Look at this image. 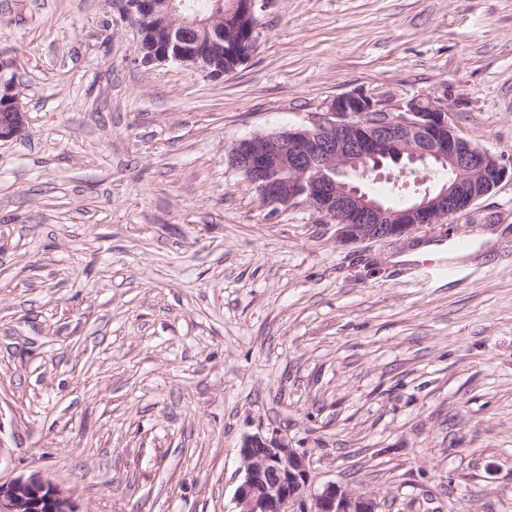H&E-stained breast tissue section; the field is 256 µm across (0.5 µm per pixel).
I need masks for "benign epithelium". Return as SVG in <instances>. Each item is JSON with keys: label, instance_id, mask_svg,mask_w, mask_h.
<instances>
[{"label": "benign epithelium", "instance_id": "7a95c632", "mask_svg": "<svg viewBox=\"0 0 512 512\" xmlns=\"http://www.w3.org/2000/svg\"><path fill=\"white\" fill-rule=\"evenodd\" d=\"M259 2L235 0L226 16L203 21L184 12L178 0H124V8L141 37L146 20L161 17L166 25L163 47L145 56L144 63L172 60L219 77L224 67H214L212 59L224 53V42L240 29L256 31ZM12 69L0 57V142L19 136L26 124ZM389 158L403 174L408 166L431 159L444 166L448 178L443 187L395 210L353 182L382 169ZM229 161L264 204L305 205L336 225V238L344 243L399 240L443 224L512 178V166L502 157L458 134L445 100L431 97L423 108L412 99L384 109L359 91L333 99L309 125L240 139ZM284 168L286 180L280 177ZM239 456L243 476L235 492V512H377L369 494L334 482L313 488L308 457L284 437H248ZM0 512L79 510L65 488L33 471L0 480Z\"/></svg>", "mask_w": 512, "mask_h": 512}]
</instances>
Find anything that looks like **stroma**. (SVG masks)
<instances>
[{"label":"stroma","mask_w":512,"mask_h":512,"mask_svg":"<svg viewBox=\"0 0 512 512\" xmlns=\"http://www.w3.org/2000/svg\"><path fill=\"white\" fill-rule=\"evenodd\" d=\"M0 57V478L233 512L244 438L281 435L378 512H512V181L345 245L227 162L352 91L512 159V0H270L221 79L144 64L122 0H0ZM450 235L463 279L406 261ZM13 65L0 57V142L19 136L26 124ZM11 74V75H8Z\"/></svg>","instance_id":"stroma-1"}]
</instances>
